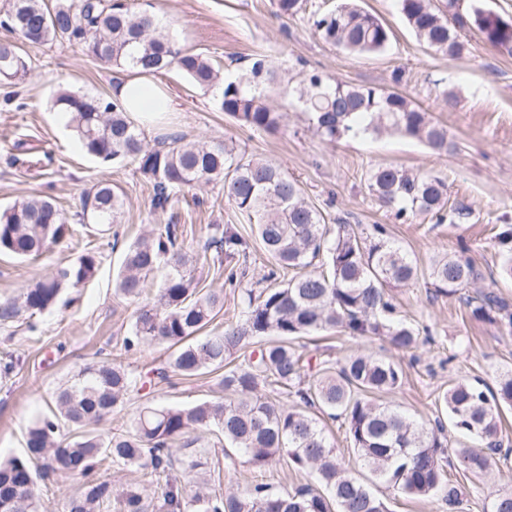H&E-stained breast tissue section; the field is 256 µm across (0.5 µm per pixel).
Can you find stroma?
Returning a JSON list of instances; mask_svg holds the SVG:
<instances>
[{
	"label": "stroma",
	"mask_w": 512,
	"mask_h": 512,
	"mask_svg": "<svg viewBox=\"0 0 512 512\" xmlns=\"http://www.w3.org/2000/svg\"><path fill=\"white\" fill-rule=\"evenodd\" d=\"M323 2L308 0L306 12L279 18L272 0H149L183 48L203 54L228 73L239 72L257 54L271 59L292 87L311 69L358 86L391 85L393 71L405 69L400 91L447 127L455 149L438 156L418 140L391 133L328 144L308 129L297 104L284 106L280 131L249 130L220 110L214 91L195 89L174 71L160 75L159 82L177 95L181 109L164 113L161 124L144 123L146 144L165 135L232 142L247 154L281 165L326 223L346 218L353 224L387 225L424 271L435 256L455 252L459 242H467L470 257L485 274V286L512 302V280L499 275L493 241L498 225L512 224V57L495 53L474 33L467 54L437 53L416 39L396 0H359L391 28L393 38L382 53L353 56L315 35L309 13ZM24 50L36 67L35 78L18 85L0 83V207L48 196L72 218L81 210L83 192L106 179L125 200L112 226L120 240L133 241L163 224L182 226L189 252L200 248L212 224H230L251 236L249 221L225 200L220 186L184 189L172 208L155 212L149 179L128 165L100 166L78 147L52 108L54 92L64 83L89 94L110 93L121 69L103 65L66 42L28 44ZM446 90L454 93V106L444 101ZM387 165L434 173L446 181L452 200L470 205L472 216L455 224L396 220L366 188L368 172ZM89 246L100 253L92 279L67 291L65 300L40 315L0 322V358L9 356L15 362L11 377L0 379V458L23 455L33 419L48 413L53 392L85 366L117 358L145 373L169 359L162 344L142 353L123 351L135 310L134 302L117 296L113 288L123 254L85 228H77L36 259L0 255V302L16 297L56 265L75 262ZM391 295L399 318L430 328L432 343L409 353L378 337L353 339L327 331L298 339L297 347L320 360L336 362L366 351L398 362L403 384L387 401L420 422L435 418L437 396L453 381L479 376L491 383L512 369V328L472 319L459 297L435 294L421 281L392 289ZM220 396L215 379L207 377L175 376L143 392L144 401L160 407ZM501 436L507 459L489 474L461 477L466 489L463 512H486L493 494L512 487V412L503 415ZM212 445L207 435L191 452L200 462V473L220 470L221 489L262 482L284 490L316 483L314 476L293 470L284 459L262 471L245 464L225 468L222 452Z\"/></svg>",
	"instance_id": "1"
}]
</instances>
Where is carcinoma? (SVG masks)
Returning <instances> with one entry per match:
<instances>
[{
    "instance_id": "carcinoma-1",
    "label": "carcinoma",
    "mask_w": 512,
    "mask_h": 512,
    "mask_svg": "<svg viewBox=\"0 0 512 512\" xmlns=\"http://www.w3.org/2000/svg\"><path fill=\"white\" fill-rule=\"evenodd\" d=\"M398 6L416 37L435 52L465 53L463 29L468 27L497 52L512 55V20L488 9L473 6L462 14L459 0H448L443 9L433 0H398ZM305 8L304 0H276L279 16L294 17ZM0 25L15 34L0 39L1 81L35 76L34 63L19 42H68L104 65L148 75L176 70L205 91L219 85L220 110L244 128L279 129L283 115L270 100L294 96L326 142L351 132H390L418 139L440 155L451 146L445 126L388 87L351 86L311 70L290 89L261 55L239 75L223 78L206 56L173 42L153 14L135 11L124 0H56L52 7L45 0H5ZM312 26L325 43L354 54H378L392 39L391 29L355 0L314 11ZM53 105L88 155L103 163H131L153 182L155 210L169 208L185 187L222 185L224 198L255 221L260 249L273 265L263 276L270 285L258 292L241 287L252 245L220 224L210 225L203 250L194 256L184 251L178 224L128 243L114 282L116 294L137 303L124 350L165 343L171 354L166 367L156 370L158 378L218 373L224 400L186 407L147 404L129 427L104 435L96 425L125 410L147 381L117 360L87 366L56 392L55 408L29 426L25 455L0 459V512H41L37 481L62 475L85 478L65 512H105L114 496L123 512H389L386 501L345 467L315 418L317 411L343 420L353 451L378 481L408 497L434 496L446 512H462V491L447 471L480 476L498 465L500 416L503 408H512V370L492 384L480 377L450 384L438 400L447 418L418 424L377 399L401 386L399 364L358 353L337 369L315 368L294 346L300 337L337 330L353 338L382 336L402 352L417 347L419 331L394 318L390 291L418 279L420 270L385 225L325 223L281 167L225 141L162 137L149 147L116 93H81L62 84ZM367 187L399 220L430 217L439 224L447 214L456 220L471 215L463 203L448 207V185L429 173L378 167L368 173ZM123 206L112 183L100 181L82 196L80 219L104 232ZM71 231L68 218L48 197L0 209V253L35 258ZM495 245L502 258L500 274L512 279L511 224L500 227ZM466 252L463 246L434 260L427 285L448 295L477 289L463 298L470 316L511 328L512 305L482 289L484 274ZM226 260L238 261L225 284L239 289L241 316L224 331L201 336L224 309V289L201 287L191 266L202 262L220 270ZM98 264V253L90 250L74 263L57 266L0 305V321L50 309L62 290L90 280ZM164 267L168 273L157 302L143 301L149 281ZM203 428L218 443L234 445V453L224 452L226 465H236L240 455L252 468L264 470L286 457L291 467L314 474L325 491L302 485L274 492L257 483L224 493L206 481L186 497L179 474L199 463L177 455L173 447L179 442L190 447ZM105 463L139 470L141 482L119 492L91 477ZM146 482L154 486L151 498ZM488 512H512V490L494 494Z\"/></svg>"
}]
</instances>
